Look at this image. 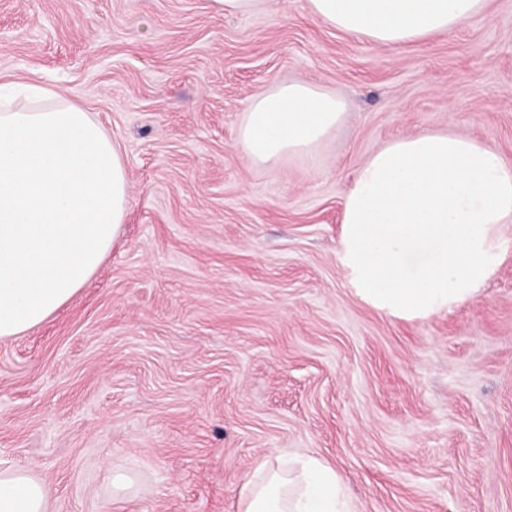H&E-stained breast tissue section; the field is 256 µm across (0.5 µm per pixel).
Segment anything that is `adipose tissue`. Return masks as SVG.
<instances>
[{"mask_svg":"<svg viewBox=\"0 0 512 512\" xmlns=\"http://www.w3.org/2000/svg\"><path fill=\"white\" fill-rule=\"evenodd\" d=\"M488 0H308L318 22L396 48L456 31ZM335 93L288 82L256 94L239 132L260 165L315 152L343 121ZM124 154L83 107L55 88L25 104L0 94V340L71 301L108 256L127 216ZM338 259L362 301L425 318L472 299L512 240V166L493 145L419 132L359 168L342 212ZM48 487L0 467V512H47ZM240 512H350L336 469L310 454L271 453L241 490Z\"/></svg>","mask_w":512,"mask_h":512,"instance_id":"adipose-tissue-1","label":"adipose tissue"}]
</instances>
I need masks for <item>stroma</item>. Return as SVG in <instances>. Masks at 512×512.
<instances>
[{"label":"stroma","instance_id":"1","mask_svg":"<svg viewBox=\"0 0 512 512\" xmlns=\"http://www.w3.org/2000/svg\"><path fill=\"white\" fill-rule=\"evenodd\" d=\"M291 81L346 118L313 155L256 164L250 100ZM0 83L62 89L129 176L106 262L0 340V464L39 475L49 512H239L257 463L294 450L336 468L354 512H512V251L415 320L361 301L336 257L344 198L391 140L452 130L512 163V0L399 49L307 0H0ZM216 11L225 15H250L258 13L263 0H213Z\"/></svg>","mask_w":512,"mask_h":512}]
</instances>
